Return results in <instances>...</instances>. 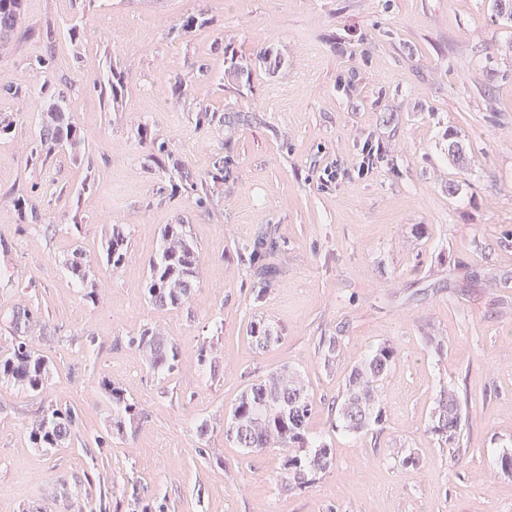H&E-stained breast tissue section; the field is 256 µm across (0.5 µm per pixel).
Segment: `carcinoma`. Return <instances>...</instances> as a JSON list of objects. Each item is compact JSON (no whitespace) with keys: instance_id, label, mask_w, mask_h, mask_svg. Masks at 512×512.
Listing matches in <instances>:
<instances>
[{"instance_id":"obj_1","label":"carcinoma","mask_w":512,"mask_h":512,"mask_svg":"<svg viewBox=\"0 0 512 512\" xmlns=\"http://www.w3.org/2000/svg\"><path fill=\"white\" fill-rule=\"evenodd\" d=\"M25 0H0V42L14 35L24 10ZM41 141L54 147L77 149L81 143L76 128L64 113L52 112L43 128ZM159 256L150 264L147 293L158 307H174L184 303L197 287L199 275L198 247L184 224H168L162 234ZM128 240L124 225H112L105 243L107 263L117 269L123 263ZM275 242L261 239V249L252 251L254 275L265 291L278 273L270 257ZM66 266L73 279L86 285L87 296L98 297V284L85 252L77 245ZM30 323L27 309L12 311L9 328L14 337L11 347L0 353V380L13 383L31 393L45 389L50 374V358L32 348L26 341ZM250 338L256 347L267 349L280 336L265 322L250 325ZM129 346L141 354L153 372L172 374L178 365L179 351L175 344L158 333L145 329L128 340ZM395 360V350L389 344L378 346L351 371L345 385L338 414L341 428L349 435H358L379 421L376 405L380 382ZM102 388L112 402V429L122 432L126 421L137 416L135 404L123 390L107 381ZM313 412L304 378L288 367L266 375L247 387L231 409L226 435L242 448H279L288 452L283 482L290 488H302L313 477L332 464L331 450L320 440L314 449H307L311 435L309 423ZM76 416L70 410L47 408L42 416L26 426L31 444L36 448H61L70 440ZM430 430L445 438L448 448L459 446L463 418L458 393L453 387L441 394L431 415Z\"/></svg>"}]
</instances>
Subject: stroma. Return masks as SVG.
Here are the masks:
<instances>
[{"mask_svg":"<svg viewBox=\"0 0 512 512\" xmlns=\"http://www.w3.org/2000/svg\"><path fill=\"white\" fill-rule=\"evenodd\" d=\"M58 108L79 156L40 142ZM0 119V349L21 307L52 360L40 395L0 381V512H512L495 468L512 450V23L495 0H25ZM368 141L383 158L361 177ZM115 223L117 269L100 252ZM168 224L189 225L199 284L159 309L146 277ZM268 228L263 293L249 253ZM78 244L94 301L66 268ZM259 320L280 337L265 351ZM146 328L178 346L174 374L128 346ZM383 343L381 419L344 434L345 382ZM284 366L333 452L299 490L286 452L225 435ZM104 380L138 412L119 434ZM451 385L457 457L428 430ZM51 406L76 413L69 445L33 447ZM128 240L124 225L112 224V231L105 243L107 264L117 269L123 263L127 252ZM250 338L257 348L267 349L276 344L280 337L274 328L265 322H253L249 330Z\"/></svg>","mask_w":512,"mask_h":512,"instance_id":"obj_1","label":"stroma"}]
</instances>
